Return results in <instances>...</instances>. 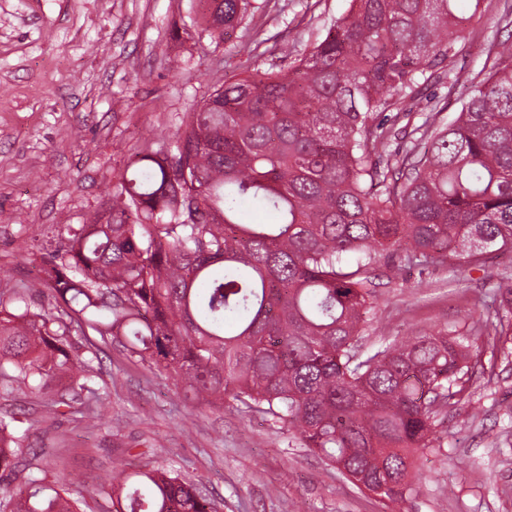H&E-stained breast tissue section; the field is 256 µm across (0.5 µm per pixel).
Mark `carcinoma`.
Returning <instances> with one entry per match:
<instances>
[{
    "instance_id": "1",
    "label": "carcinoma",
    "mask_w": 512,
    "mask_h": 512,
    "mask_svg": "<svg viewBox=\"0 0 512 512\" xmlns=\"http://www.w3.org/2000/svg\"><path fill=\"white\" fill-rule=\"evenodd\" d=\"M214 39L245 0H198ZM456 0H350L296 60L214 90L184 113L173 147L146 148L112 205L70 225L33 284L62 315L26 299L0 311V386L84 390L72 325L121 344L210 404L230 397L295 430L357 487L404 503L419 495V454L441 412L468 389L480 348L448 330L361 349L375 309L377 256L396 247L421 266L512 249V40L492 39L457 118L424 130L400 165L384 162L428 67L465 42ZM497 348L512 337V285L498 284ZM28 430L0 418V468L26 494L0 512H77L21 456ZM113 512H216L173 470L110 471Z\"/></svg>"
}]
</instances>
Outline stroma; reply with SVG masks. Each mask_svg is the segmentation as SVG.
<instances>
[{"label": "stroma", "mask_w": 512, "mask_h": 512, "mask_svg": "<svg viewBox=\"0 0 512 512\" xmlns=\"http://www.w3.org/2000/svg\"><path fill=\"white\" fill-rule=\"evenodd\" d=\"M348 7V0H249L223 40L194 37V0H0V301L25 295L47 237L106 208L148 137L172 146L185 112L224 81L288 67ZM504 0H481L459 52L456 82L422 83L437 125L468 96L482 49L506 38ZM366 347L447 328L469 335L495 310L482 271L423 270L395 252L381 266ZM93 391L72 392L51 414L52 392L15 381L0 391V416L20 417L49 480L79 497L81 512H112L97 479L118 467L165 466L202 487L217 512H512V348L485 351L462 401L440 418V447L419 459L422 493L388 504L354 487L273 419L232 399L210 406L186 397L177 378L103 346Z\"/></svg>", "instance_id": "obj_1"}]
</instances>
